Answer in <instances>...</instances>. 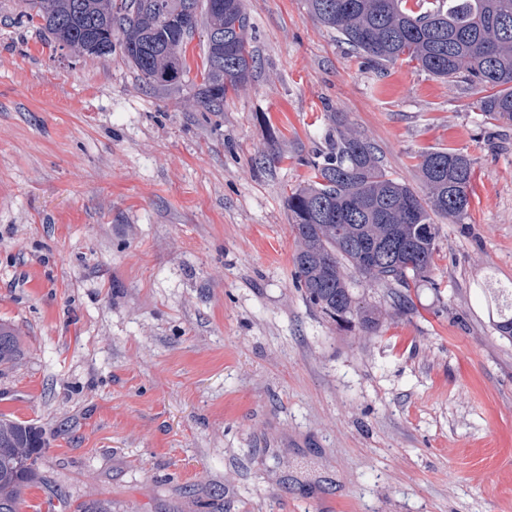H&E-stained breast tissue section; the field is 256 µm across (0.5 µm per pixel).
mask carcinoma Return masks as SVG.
Wrapping results in <instances>:
<instances>
[{"instance_id": "1", "label": "carcinoma", "mask_w": 512, "mask_h": 512, "mask_svg": "<svg viewBox=\"0 0 512 512\" xmlns=\"http://www.w3.org/2000/svg\"><path fill=\"white\" fill-rule=\"evenodd\" d=\"M27 22H38L60 48L112 56L110 38L143 83L165 87L190 72L186 46L203 37L194 103L204 110L244 87L256 54L243 0H26ZM309 15L336 31L379 66L414 62L439 78H454L484 93L480 112L512 123V0H306ZM103 49L94 52L92 44ZM420 196L388 174L373 148L351 130L336 134L330 155L313 165L306 185L288 195L298 248L295 277L306 301L338 325L364 332L383 318L379 306L357 296L350 274L394 286L398 304L434 266L437 225L468 211L473 163L455 150L421 155ZM496 329L512 340V301ZM17 335L0 324V365L14 361ZM45 439L26 421L0 418V512H20L35 483Z\"/></svg>"}]
</instances>
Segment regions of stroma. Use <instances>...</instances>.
I'll return each instance as SVG.
<instances>
[{
  "label": "stroma",
  "instance_id": "1",
  "mask_svg": "<svg viewBox=\"0 0 512 512\" xmlns=\"http://www.w3.org/2000/svg\"><path fill=\"white\" fill-rule=\"evenodd\" d=\"M257 53L220 112L113 47L59 48L0 0V417L47 446L21 512H512V125L475 88L383 70L305 0H244ZM424 193L422 153L474 167L435 217L408 308L360 335L296 282L287 197L337 129ZM275 141L278 161L264 159ZM17 353V335L13 328L0 324V365L14 361Z\"/></svg>",
  "mask_w": 512,
  "mask_h": 512
}]
</instances>
